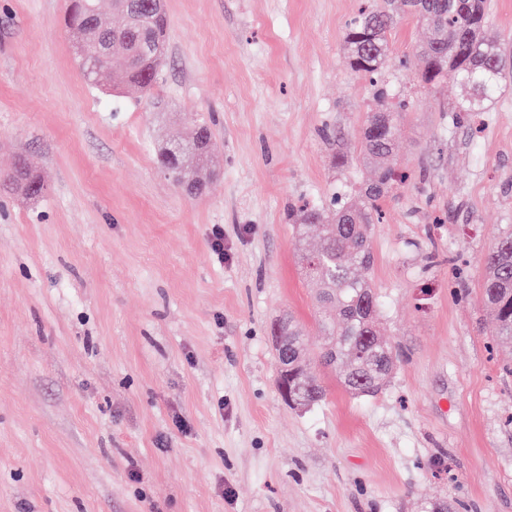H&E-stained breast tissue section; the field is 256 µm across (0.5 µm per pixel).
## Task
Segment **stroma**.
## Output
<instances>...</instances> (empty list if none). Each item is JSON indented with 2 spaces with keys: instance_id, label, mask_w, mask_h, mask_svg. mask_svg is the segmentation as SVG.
<instances>
[{
  "instance_id": "35a3bbf8",
  "label": "stroma",
  "mask_w": 512,
  "mask_h": 512,
  "mask_svg": "<svg viewBox=\"0 0 512 512\" xmlns=\"http://www.w3.org/2000/svg\"><path fill=\"white\" fill-rule=\"evenodd\" d=\"M364 3L165 0L139 99L112 92L120 60L83 78L66 0H0V173L24 156L44 183L0 188V512H512V353L480 294L512 225V0H489L506 83L486 111H437L454 85L389 71L416 174L371 237L390 383L356 397L315 363L322 402L277 388L272 322L322 343L288 213L365 170L374 89L343 50ZM201 121L192 196L157 149Z\"/></svg>"
}]
</instances>
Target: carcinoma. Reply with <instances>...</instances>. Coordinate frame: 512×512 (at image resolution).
Instances as JSON below:
<instances>
[{"mask_svg":"<svg viewBox=\"0 0 512 512\" xmlns=\"http://www.w3.org/2000/svg\"><path fill=\"white\" fill-rule=\"evenodd\" d=\"M428 32L427 40L414 51L418 61L416 79L425 85L452 80L459 95L453 106L438 102L446 112H478L502 90L500 36L486 25L488 0H401ZM398 9L371 5L345 31L344 46L355 71L373 82L391 63L387 34L393 29ZM66 22L73 53H82L87 66L83 76L95 81L120 57L124 62L122 85L144 98L160 79L167 50L168 21L165 12L153 9L151 0H141L134 22L112 25L102 20L99 0H68ZM375 108L367 117L361 152L369 174L357 195L347 201L335 199L336 210H291L298 261L305 274L319 285L318 302L334 316L322 323L325 341L317 359L331 368L353 394L372 397L382 390L396 369V354L381 334L378 314L370 315L363 300L376 298L371 271L374 255L371 228L379 223V202L412 182V174L398 167L395 159L399 113L406 104L390 101L386 85L375 92ZM161 166L176 184L194 195L207 187L205 165H191L186 157L170 158L159 153ZM40 177L25 158L15 161L0 182L12 189ZM318 232L316 247L306 248L310 230ZM481 293L485 308L497 325V337L512 348V225L501 228L483 258ZM288 342L296 349L288 373L279 374L281 393L314 404L325 395L323 387L308 374L311 354L302 330L288 319Z\"/></svg>","mask_w":512,"mask_h":512,"instance_id":"1","label":"carcinoma"}]
</instances>
